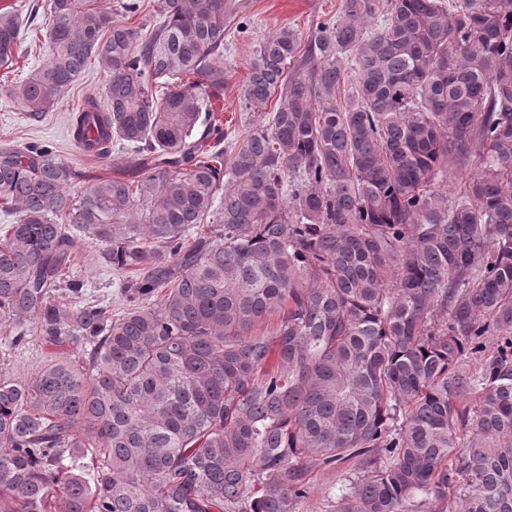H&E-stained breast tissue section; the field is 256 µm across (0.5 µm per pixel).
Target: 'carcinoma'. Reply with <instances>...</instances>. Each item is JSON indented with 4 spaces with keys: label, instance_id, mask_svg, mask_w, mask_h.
Listing matches in <instances>:
<instances>
[{
    "label": "carcinoma",
    "instance_id": "obj_1",
    "mask_svg": "<svg viewBox=\"0 0 512 512\" xmlns=\"http://www.w3.org/2000/svg\"><path fill=\"white\" fill-rule=\"evenodd\" d=\"M48 6L14 102L40 121L99 59L74 137L132 147L133 177L75 196L52 147H0V325L52 348L0 374V512H292L311 464L353 457L336 512H512V0H341L305 75L280 28L228 151L203 142L235 0H167L143 39L101 0ZM21 41L0 9V69ZM450 155L478 163L452 197ZM73 225L122 313L61 292Z\"/></svg>",
    "mask_w": 512,
    "mask_h": 512
}]
</instances>
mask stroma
Here are the masks:
<instances>
[{"mask_svg":"<svg viewBox=\"0 0 512 512\" xmlns=\"http://www.w3.org/2000/svg\"><path fill=\"white\" fill-rule=\"evenodd\" d=\"M47 0H0V8L10 7L26 18L22 27L23 40L15 65L0 71V146L7 143L35 142L50 145L67 164L100 177L124 176L131 158L129 149H113L109 158L87 155L75 143L70 127L73 112L85 99H103L107 71L97 60H90L84 75L63 95L38 123H30L19 111L11 96L14 85L22 83L33 67L47 54L43 46L47 12L31 15V4L43 6ZM237 20L246 22V33L229 29L224 36V94L215 101V116L224 126V146L234 145L248 128L258 125L257 114L247 110L239 97V87L246 78L249 63L259 44L282 27L294 29L302 39H310L318 21L335 17L341 0H241ZM73 262L66 270L64 281L82 283L84 298L108 307L118 314L128 306L120 283L122 276L99 260L101 247L79 229H72ZM49 351L41 336L31 334L22 344L13 347L8 361L0 364V373L23 378L32 374L45 360ZM359 459L332 466L312 467L306 498L300 499L294 512H334L336 502L352 482L362 475Z\"/></svg>","mask_w":512,"mask_h":512,"instance_id":"stroma-1","label":"stroma"}]
</instances>
